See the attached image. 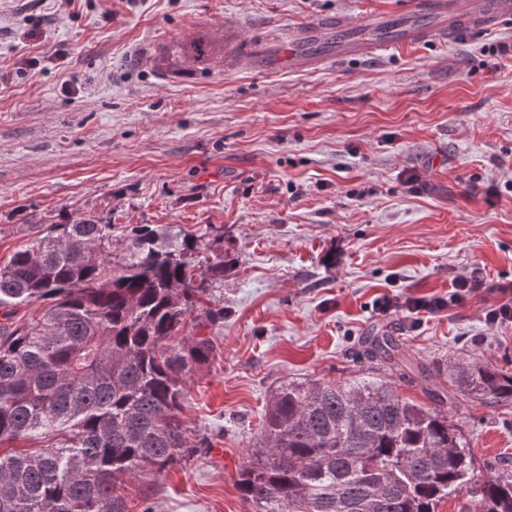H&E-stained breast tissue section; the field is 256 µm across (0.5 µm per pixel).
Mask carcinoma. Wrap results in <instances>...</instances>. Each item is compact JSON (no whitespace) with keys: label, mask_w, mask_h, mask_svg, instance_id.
Instances as JSON below:
<instances>
[{"label":"carcinoma","mask_w":512,"mask_h":512,"mask_svg":"<svg viewBox=\"0 0 512 512\" xmlns=\"http://www.w3.org/2000/svg\"><path fill=\"white\" fill-rule=\"evenodd\" d=\"M211 44L174 43L179 69ZM65 215L0 267V512H127L117 486L210 447L180 419L187 377L215 351L189 328L218 326L224 236L175 224ZM210 256H203L201 252ZM40 304L20 324L18 309ZM373 375L291 381L265 410L237 486L253 512H512V459L476 467L447 411L401 397L389 336L371 339ZM454 393L512 399V373L455 364ZM40 440L34 451L15 446Z\"/></svg>","instance_id":"obj_1"}]
</instances>
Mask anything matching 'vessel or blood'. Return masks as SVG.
<instances>
[{"mask_svg":"<svg viewBox=\"0 0 512 512\" xmlns=\"http://www.w3.org/2000/svg\"><path fill=\"white\" fill-rule=\"evenodd\" d=\"M506 19H512V0H413L403 13L362 23L324 16L291 27L286 39L254 55L253 65L271 72L318 70L402 45L451 42L464 29H492Z\"/></svg>","mask_w":512,"mask_h":512,"instance_id":"1","label":"vessel or blood"}]
</instances>
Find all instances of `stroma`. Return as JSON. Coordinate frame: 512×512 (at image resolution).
Returning a JSON list of instances; mask_svg holds the SVG:
<instances>
[{
    "instance_id": "stroma-1",
    "label": "stroma",
    "mask_w": 512,
    "mask_h": 512,
    "mask_svg": "<svg viewBox=\"0 0 512 512\" xmlns=\"http://www.w3.org/2000/svg\"><path fill=\"white\" fill-rule=\"evenodd\" d=\"M410 0H0V265L62 212L116 229L224 230V322L187 382L185 425L212 446L125 484L127 512H252L237 474L288 381L366 370L394 337L431 370L393 375L420 404L447 366L512 373V324L488 327L512 282V21L317 72L164 65L172 42L229 45ZM465 304L412 322L383 296ZM448 414L477 465L512 455V401ZM482 286V280L475 271H472L469 277L460 278L455 281L453 291L449 295L448 301L442 297L430 299L415 298L407 300L403 306L409 314H418L422 311L437 313L447 308L450 303H462L472 292L477 291L478 288H482Z\"/></svg>"
}]
</instances>
